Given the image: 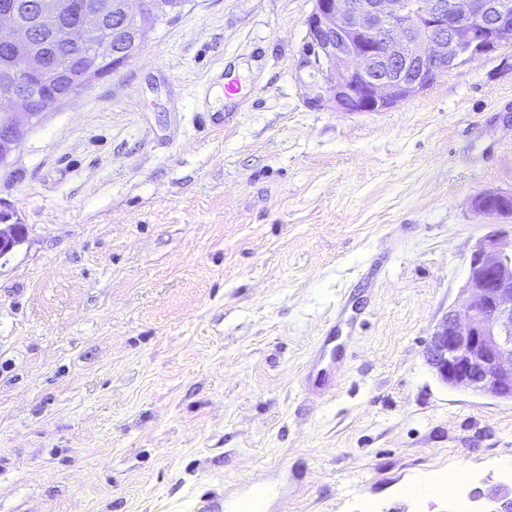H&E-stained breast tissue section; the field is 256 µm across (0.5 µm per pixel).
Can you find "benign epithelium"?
Masks as SVG:
<instances>
[{"label":"benign epithelium","instance_id":"obj_1","mask_svg":"<svg viewBox=\"0 0 512 512\" xmlns=\"http://www.w3.org/2000/svg\"><path fill=\"white\" fill-rule=\"evenodd\" d=\"M0 0V165L24 132L53 104L98 80L106 64L121 68L149 37L148 19L172 0ZM311 54L304 67L326 76L310 88L343 112H382L422 92L455 66L512 47V0H314L307 22ZM91 45L65 94H31L47 83L54 54ZM481 214L512 217V193L484 190ZM0 202V259L24 227ZM453 307L436 325L426 361L437 379L512 401V238L488 236L471 254Z\"/></svg>","mask_w":512,"mask_h":512}]
</instances>
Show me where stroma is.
Listing matches in <instances>:
<instances>
[{
    "label": "stroma",
    "mask_w": 512,
    "mask_h": 512,
    "mask_svg": "<svg viewBox=\"0 0 512 512\" xmlns=\"http://www.w3.org/2000/svg\"><path fill=\"white\" fill-rule=\"evenodd\" d=\"M313 8L158 7L0 166L25 228L0 259V512H194L261 477L263 512H483L512 484V401L426 362L477 243L512 235L472 207L512 192V48L341 112L307 87ZM452 468L459 496L409 494ZM336 341V336H325L321 346L314 354L310 371L309 373H313L318 376H323L322 380L324 381L327 372L336 371V346L331 349V362L327 366H323L327 351L329 346ZM335 354V356H334Z\"/></svg>",
    "instance_id": "1"
}]
</instances>
